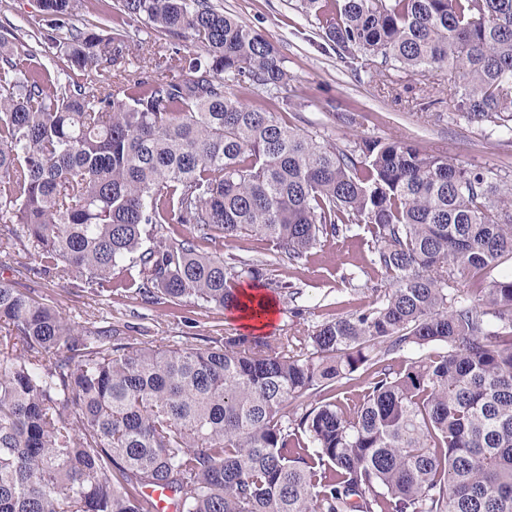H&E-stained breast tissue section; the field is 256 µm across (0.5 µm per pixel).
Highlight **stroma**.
<instances>
[{
	"label": "stroma",
	"mask_w": 512,
	"mask_h": 512,
	"mask_svg": "<svg viewBox=\"0 0 512 512\" xmlns=\"http://www.w3.org/2000/svg\"><path fill=\"white\" fill-rule=\"evenodd\" d=\"M211 2L278 48L289 74L285 94L291 105L280 112L288 125L321 131L341 146L361 140L402 141L433 155L512 175V135L453 117L449 99L454 77L448 71L423 76L395 71L385 88L381 82L386 76L376 65L351 73L318 21L301 11L300 0ZM41 18L39 0H0V25L20 26L22 39L37 35ZM73 23L103 34L121 30L128 40L125 67L131 74L143 64V46L162 39L148 20L118 13L116 0H82ZM429 97L439 106L435 115L426 117L418 105ZM363 235L362 226L350 225L344 240L324 242L297 263L258 236L224 240L219 250L261 265L262 290L278 306L274 334L301 336L336 316L368 307L387 288L385 275L370 263ZM36 266L33 251L0 254V276L77 325L91 317L97 327L144 342L194 349L208 348L240 330L231 314L219 308L157 305L136 295L93 297L68 281L37 273Z\"/></svg>",
	"instance_id": "1"
}]
</instances>
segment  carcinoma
I'll use <instances>...</instances> for the list:
<instances>
[{"instance_id": "carcinoma-1", "label": "carcinoma", "mask_w": 512, "mask_h": 512, "mask_svg": "<svg viewBox=\"0 0 512 512\" xmlns=\"http://www.w3.org/2000/svg\"><path fill=\"white\" fill-rule=\"evenodd\" d=\"M41 7L83 81L0 31V251L29 246L98 296L136 268L124 290L148 303L234 309L262 269L195 239L258 235L294 262L361 224L389 288L305 336L196 350L77 327L1 277L0 512H153L148 487L178 512H512V276L492 277L512 260V178L401 141L341 147L248 104L288 70L210 0H120L206 53L153 50L134 76L124 34L70 24L78 0ZM300 7L346 62L446 69L457 114L512 133V0ZM153 224L179 239L144 247ZM365 365L357 401L337 400Z\"/></svg>"}]
</instances>
